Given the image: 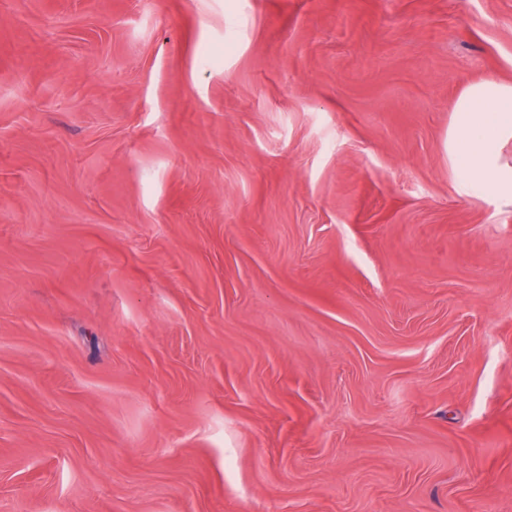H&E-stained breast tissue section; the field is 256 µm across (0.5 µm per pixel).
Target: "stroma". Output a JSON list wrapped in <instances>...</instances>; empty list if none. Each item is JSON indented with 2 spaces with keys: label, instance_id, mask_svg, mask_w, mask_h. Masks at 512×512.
I'll return each instance as SVG.
<instances>
[{
  "label": "stroma",
  "instance_id": "35a3bbf8",
  "mask_svg": "<svg viewBox=\"0 0 512 512\" xmlns=\"http://www.w3.org/2000/svg\"><path fill=\"white\" fill-rule=\"evenodd\" d=\"M512 0H0V512H512ZM461 115L454 154L458 166L475 182L492 175V156L499 139L512 134V84L482 80L470 84L456 102Z\"/></svg>",
  "mask_w": 512,
  "mask_h": 512
}]
</instances>
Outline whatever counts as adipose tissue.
<instances>
[{
    "mask_svg": "<svg viewBox=\"0 0 512 512\" xmlns=\"http://www.w3.org/2000/svg\"><path fill=\"white\" fill-rule=\"evenodd\" d=\"M455 110L461 116L454 139L457 163L473 181H487L499 139L512 133V84L495 80L472 83L460 95Z\"/></svg>",
    "mask_w": 512,
    "mask_h": 512,
    "instance_id": "ef3b65f1",
    "label": "adipose tissue"
}]
</instances>
